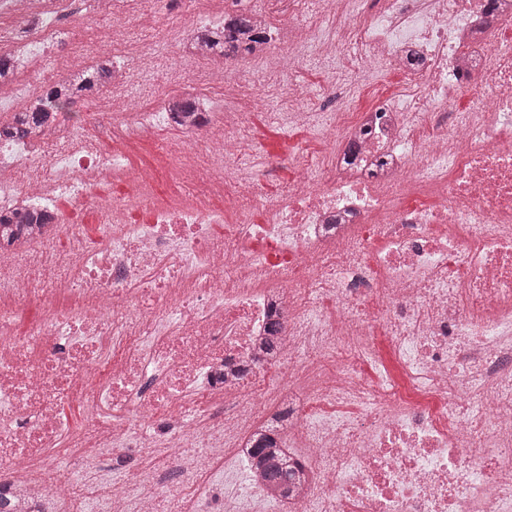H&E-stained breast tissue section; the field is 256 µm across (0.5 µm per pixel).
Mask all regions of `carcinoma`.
I'll return each mask as SVG.
<instances>
[{"instance_id": "1", "label": "carcinoma", "mask_w": 512, "mask_h": 512, "mask_svg": "<svg viewBox=\"0 0 512 512\" xmlns=\"http://www.w3.org/2000/svg\"><path fill=\"white\" fill-rule=\"evenodd\" d=\"M252 22L249 15L242 13L222 27H203L197 32V40L205 49L211 51L224 43H237L251 54L254 51L253 40L249 39ZM112 59L104 58L96 66L83 68L50 85L24 111L11 117L10 121L0 124V139L17 144H33L47 129L54 126L58 115L73 110L82 92L112 82ZM209 110L206 99L194 96L182 97L179 111L200 113V123H205V112ZM36 221L49 224L55 216L47 208H37L31 203L16 205L12 210L0 212V237L11 239L23 230V225ZM288 459L269 467L265 472L266 479L283 489H288Z\"/></svg>"}]
</instances>
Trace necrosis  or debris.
Returning <instances> with one entry per match:
<instances>
[{"label": "necrosis or debris", "mask_w": 512, "mask_h": 512, "mask_svg": "<svg viewBox=\"0 0 512 512\" xmlns=\"http://www.w3.org/2000/svg\"><path fill=\"white\" fill-rule=\"evenodd\" d=\"M73 0H0L27 19L24 53L52 50ZM257 27L289 16L277 50L236 80L208 67L213 127L168 144L181 185L165 205L120 150L0 145V210L125 178L98 201L104 244L54 252L35 224L0 273V512H512V0H238ZM373 62L402 71L399 101L348 114L343 86ZM332 75L321 167L263 202L238 164L249 84L302 65ZM426 189L428 204H411ZM226 194L228 225L208 200ZM263 206L266 220L247 219ZM142 212L146 221L131 219ZM225 224L223 236L213 228ZM277 245L271 257L260 244ZM38 316L21 321L29 306ZM283 328L265 349L273 315ZM385 329L411 400L370 377ZM78 407L81 424L64 423ZM287 420L294 468L271 488L249 446Z\"/></svg>", "instance_id": "necrosis-or-debris-1"}]
</instances>
